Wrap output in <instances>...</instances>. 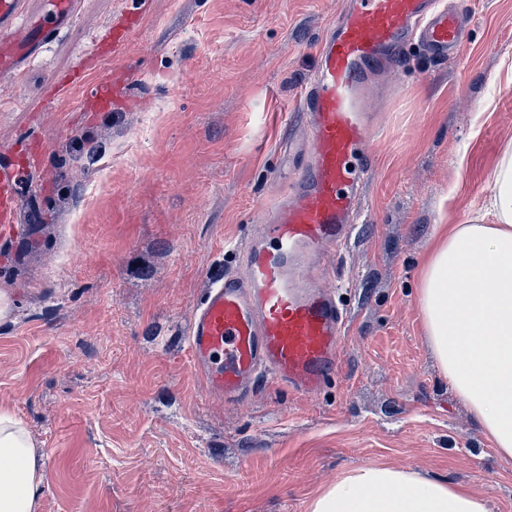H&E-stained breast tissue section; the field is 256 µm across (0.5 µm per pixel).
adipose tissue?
I'll return each instance as SVG.
<instances>
[{"label":"adipose tissue","instance_id":"ef3b65f1","mask_svg":"<svg viewBox=\"0 0 512 512\" xmlns=\"http://www.w3.org/2000/svg\"><path fill=\"white\" fill-rule=\"evenodd\" d=\"M494 223L473 218L434 237L416 294L433 358L498 452L512 457V148L493 173ZM44 473L24 427L0 410V512H38ZM309 512H490L467 487L384 466L319 492Z\"/></svg>","mask_w":512,"mask_h":512}]
</instances>
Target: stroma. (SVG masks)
<instances>
[{
    "mask_svg": "<svg viewBox=\"0 0 512 512\" xmlns=\"http://www.w3.org/2000/svg\"><path fill=\"white\" fill-rule=\"evenodd\" d=\"M456 56L416 48L378 89L385 142L354 244L330 257L350 313L341 370L303 397L206 401L186 328L232 267L256 204L288 190L286 126L325 25L347 0H80L77 21L0 77V146L40 140L23 240L0 236V409L42 458L39 512H309L367 466L468 487L512 512L501 456L432 358L416 279L438 226L466 224L512 146V0H458ZM137 12L103 112L72 89L41 109L95 34Z\"/></svg>",
    "mask_w": 512,
    "mask_h": 512,
    "instance_id": "stroma-1",
    "label": "stroma"
}]
</instances>
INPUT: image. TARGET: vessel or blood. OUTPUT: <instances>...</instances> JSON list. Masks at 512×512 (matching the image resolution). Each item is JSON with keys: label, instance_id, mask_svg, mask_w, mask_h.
<instances>
[{"label": "vessel or blood", "instance_id": "vessel-or-blood-1", "mask_svg": "<svg viewBox=\"0 0 512 512\" xmlns=\"http://www.w3.org/2000/svg\"><path fill=\"white\" fill-rule=\"evenodd\" d=\"M49 6L47 23L31 0H0V76L21 74L52 34L73 23L76 0ZM139 21L126 18L82 66L54 80L44 109L75 87L95 110L107 109L114 88L100 64L121 56ZM467 27L466 15L446 0H349L323 32L300 95L293 144L301 158L291 185L256 209L237 269L213 270L189 313L187 346L206 398L237 404L268 384L314 397L335 378L348 310L326 255L349 247L367 221L363 190L383 147L373 76L411 46L430 62L446 61ZM41 152L38 143L21 154L0 149V230L10 237L22 231L19 187Z\"/></svg>", "mask_w": 512, "mask_h": 512}]
</instances>
